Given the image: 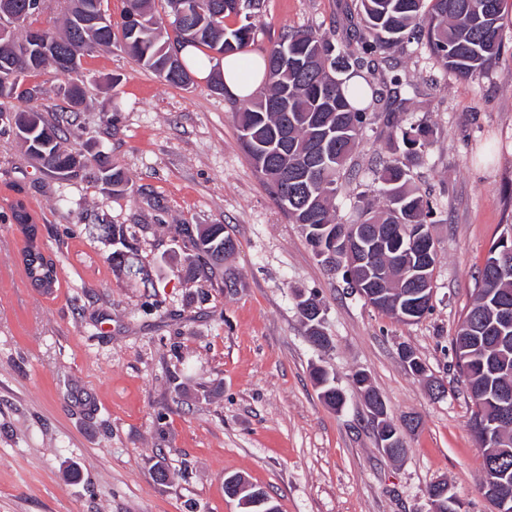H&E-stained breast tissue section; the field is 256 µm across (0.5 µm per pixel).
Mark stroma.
Returning <instances> with one entry per match:
<instances>
[{
    "mask_svg": "<svg viewBox=\"0 0 512 512\" xmlns=\"http://www.w3.org/2000/svg\"><path fill=\"white\" fill-rule=\"evenodd\" d=\"M350 2L261 0L254 46L288 29L345 33ZM504 22V57L472 79L408 48L378 57L375 77L392 93L333 203L339 221L356 220L361 183L390 155L388 124L432 130L414 181L437 203L438 259L431 309L415 322L378 311L318 261L242 148V100L210 80L169 84L118 47L82 58L86 101L62 146L108 156L129 178L123 194L96 163L62 179L1 133L0 512H241L224 493L233 474L280 512H429L427 490L441 481L468 512H493L452 340L477 271L512 227V0ZM65 83L51 66L25 79L48 118L65 105ZM19 201L58 261L52 293L19 272ZM101 224L123 228L148 280L113 265ZM178 224L224 225L237 249L212 276L188 278ZM228 268L239 276L232 288ZM299 291L324 311L326 348L307 338ZM405 345L424 376L403 363ZM316 365L335 374L341 410L320 399ZM357 371L395 423L418 422L398 459L377 443Z\"/></svg>",
    "mask_w": 512,
    "mask_h": 512,
    "instance_id": "obj_1",
    "label": "stroma"
}]
</instances>
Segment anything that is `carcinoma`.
<instances>
[{"label":"carcinoma","mask_w":512,"mask_h":512,"mask_svg":"<svg viewBox=\"0 0 512 512\" xmlns=\"http://www.w3.org/2000/svg\"><path fill=\"white\" fill-rule=\"evenodd\" d=\"M37 0H16L23 13L19 26L24 31L41 24L43 11L33 8ZM121 21L106 18L95 27L74 24L77 6H93L94 0H64L66 27L62 36L50 34L54 50L31 63L13 52L27 41L10 30L0 37V97L32 101L33 92L23 87L24 77L51 65L67 77L65 97L75 112L85 100V81L79 67L69 63L94 51L118 46L143 67L164 81L183 85L167 68L172 48L193 47L222 57L248 51L254 42L248 19L259 10L260 0H197L191 12L178 17L181 0H164L173 35L163 33L162 22L150 6L151 0H125ZM504 0H352L349 11L359 22L343 41L336 30H287L263 49L264 86L247 100L238 113V128L248 158L263 174L273 199L295 224L302 225L311 249L329 239L341 225L331 215L332 200L343 186L359 138L371 124L372 107L367 98L380 102L384 89L376 87L368 74L374 60L404 44H416L429 58L455 77L472 78L492 67L503 55L505 34ZM246 19L229 25L226 19ZM0 125L32 133L21 135L27 153L61 178L78 176L87 166L85 157L63 150L58 141L60 122L48 121L42 113L0 111ZM325 129L337 130L338 138L320 146ZM432 131L425 127L397 129L388 126L387 137L393 156L372 172L365 189L357 194L362 234L381 242L369 271L352 264H333L351 290L362 293L379 290L377 310L402 319L411 308L406 296L405 265L418 256L409 237L400 230L411 224H432L435 207L430 195L414 184L413 170L423 158ZM101 180L112 191L123 192L129 178L123 169L101 159ZM15 223L26 226L27 246L23 263L31 285L48 291L58 279L57 266L36 243V225L21 205L14 207ZM177 235L188 239L192 252L184 257L186 271L207 276L236 249V242L222 224H187ZM296 306L307 327L309 341L318 348L328 345L321 330L322 308L301 292ZM512 308V241L495 244L475 279L474 296L453 339L455 365L465 378L470 396L481 394L483 402L472 412L469 427L477 433L486 420L498 418L494 391L503 385L512 390V344L498 346L499 336L512 337V325L500 329V313ZM312 378L320 397L338 410L345 404L335 375L315 367ZM352 382L363 394L368 408L381 416L376 433L378 443L389 457L401 454V429L387 414L384 401L370 383L367 373L358 371ZM495 446H482L483 469L490 467L508 473L501 493L512 497V417L499 425Z\"/></svg>","instance_id":"cac0c4a2"}]
</instances>
